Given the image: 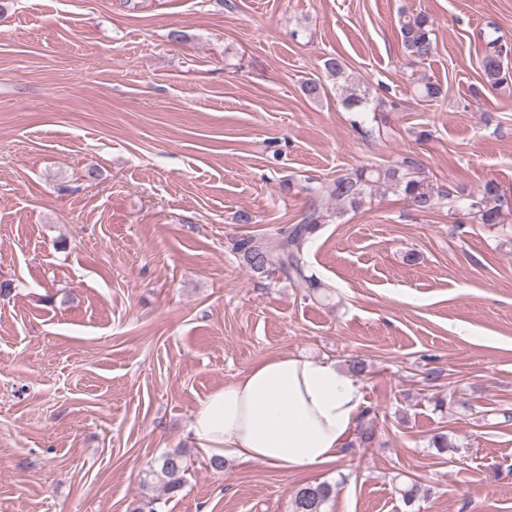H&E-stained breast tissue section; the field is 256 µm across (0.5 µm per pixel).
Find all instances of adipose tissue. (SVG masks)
<instances>
[{
    "instance_id": "adipose-tissue-1",
    "label": "adipose tissue",
    "mask_w": 512,
    "mask_h": 512,
    "mask_svg": "<svg viewBox=\"0 0 512 512\" xmlns=\"http://www.w3.org/2000/svg\"><path fill=\"white\" fill-rule=\"evenodd\" d=\"M363 383L335 362L298 353L250 366L201 399L188 439L209 459L296 472L340 461Z\"/></svg>"
}]
</instances>
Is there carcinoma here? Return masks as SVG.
Here are the masks:
<instances>
[{
  "mask_svg": "<svg viewBox=\"0 0 512 512\" xmlns=\"http://www.w3.org/2000/svg\"><path fill=\"white\" fill-rule=\"evenodd\" d=\"M400 34L404 48L416 59L428 58L436 48L430 19L423 14L404 13L400 17ZM512 49L502 37H491L485 43L481 69L486 85L495 89L504 82V59ZM332 79L348 82L347 66L338 57L325 62ZM336 200V213L361 207L366 198L377 192L395 193L416 211L434 208L452 198L448 191L438 190L415 175V162L405 157L401 162L386 169L360 167L343 174L325 188ZM458 200L466 201V209L472 221L478 224H503L512 218V192L489 180L476 193L462 194ZM334 213V214H336ZM334 214L312 204L302 221L274 229L264 237H243L233 242V250L241 262L251 271L260 274L279 272L288 280L304 277L301 254L304 244L320 227L332 220ZM186 452L174 449L154 460L145 469L140 481L142 493L152 491L154 481L163 484L169 494L181 490L183 475L187 471ZM334 493L328 483H306L298 487L291 500V512H323V507Z\"/></svg>",
  "mask_w": 512,
  "mask_h": 512,
  "instance_id": "1",
  "label": "carcinoma"
}]
</instances>
